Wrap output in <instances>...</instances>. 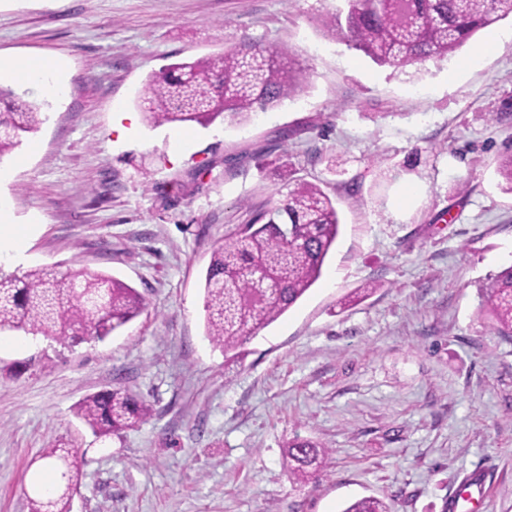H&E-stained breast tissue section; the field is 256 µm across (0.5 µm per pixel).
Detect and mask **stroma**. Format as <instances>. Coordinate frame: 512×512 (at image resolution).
<instances>
[{
  "label": "stroma",
  "instance_id": "1",
  "mask_svg": "<svg viewBox=\"0 0 512 512\" xmlns=\"http://www.w3.org/2000/svg\"><path fill=\"white\" fill-rule=\"evenodd\" d=\"M346 0H0V55L54 57L53 97L6 77L46 114L0 158V201L33 225L5 268H82L144 297L108 338L68 347L0 336V512H29L41 455L71 441V512H445L473 469V512H512V340L481 306L512 264V18L461 50L393 71L332 38ZM286 50L302 92L244 123L149 126L150 75L240 42ZM134 115L125 132L124 114ZM319 185L339 234L322 275L225 357L205 335L213 251L287 187ZM375 292L353 306L356 288ZM120 387L153 414L100 438L75 415ZM329 448L292 485L293 437Z\"/></svg>",
  "mask_w": 512,
  "mask_h": 512
}]
</instances>
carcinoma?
Returning <instances> with one entry per match:
<instances>
[{
	"mask_svg": "<svg viewBox=\"0 0 512 512\" xmlns=\"http://www.w3.org/2000/svg\"><path fill=\"white\" fill-rule=\"evenodd\" d=\"M325 28L378 65L403 68L427 58H446L476 32L512 16V0H347ZM305 75L288 66L285 51L249 41L220 54L173 64L145 87V117L152 126L208 124L218 117L247 121L303 91ZM42 123L40 107L19 104L0 89V158ZM214 250L204 282L206 336L224 353L246 344L285 313L319 279L339 233L336 205L316 184L300 183ZM487 303L493 329L512 338V265L490 278ZM144 310L141 294L104 273L35 268L22 276L0 270V333L24 332L63 345L103 340ZM152 406L121 389L85 396L77 416L98 437L135 426ZM66 444L43 451L62 484L30 499V512H70L80 485ZM329 450L308 439L288 442V480L302 485L326 465ZM344 512H390L364 497Z\"/></svg>",
	"mask_w": 512,
	"mask_h": 512,
	"instance_id": "cac0c4a2",
	"label": "carcinoma"
}]
</instances>
